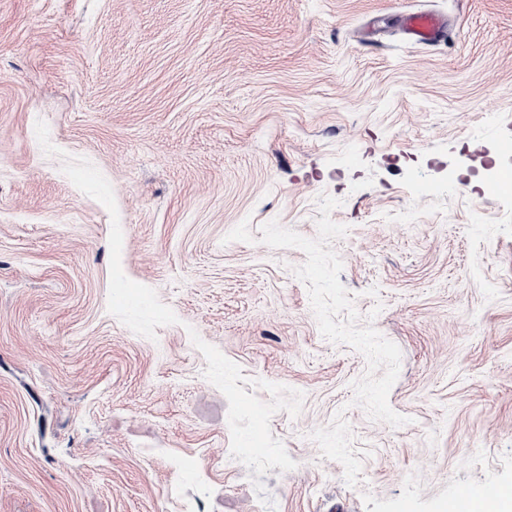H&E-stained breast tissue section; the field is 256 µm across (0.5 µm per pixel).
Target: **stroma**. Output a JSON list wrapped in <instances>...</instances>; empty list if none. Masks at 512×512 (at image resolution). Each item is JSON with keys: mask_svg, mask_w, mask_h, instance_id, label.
Masks as SVG:
<instances>
[{"mask_svg": "<svg viewBox=\"0 0 512 512\" xmlns=\"http://www.w3.org/2000/svg\"><path fill=\"white\" fill-rule=\"evenodd\" d=\"M419 7L445 43L397 33ZM121 265L179 321L107 310ZM512 0H0V512L512 495ZM198 333L304 395L234 459Z\"/></svg>", "mask_w": 512, "mask_h": 512, "instance_id": "1", "label": "stroma"}]
</instances>
